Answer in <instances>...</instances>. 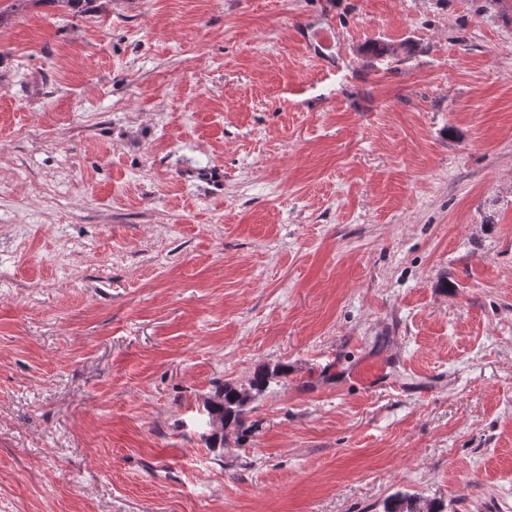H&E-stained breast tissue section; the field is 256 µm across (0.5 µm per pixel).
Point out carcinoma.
Segmentation results:
<instances>
[{
	"mask_svg": "<svg viewBox=\"0 0 512 512\" xmlns=\"http://www.w3.org/2000/svg\"><path fill=\"white\" fill-rule=\"evenodd\" d=\"M288 376V365L262 366L254 371L246 384L226 382L204 403L199 426L207 430L206 443L210 448L224 446L227 435L237 441H246L253 433V425L246 420L251 404L264 395L272 385L283 383ZM384 512H437L434 506L417 497L398 495L384 506Z\"/></svg>",
	"mask_w": 512,
	"mask_h": 512,
	"instance_id": "cac0c4a2",
	"label": "carcinoma"
}]
</instances>
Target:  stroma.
<instances>
[{"instance_id":"obj_1","label":"stroma","mask_w":512,"mask_h":512,"mask_svg":"<svg viewBox=\"0 0 512 512\" xmlns=\"http://www.w3.org/2000/svg\"><path fill=\"white\" fill-rule=\"evenodd\" d=\"M399 493L512 512V0H0V512ZM287 364L273 367L262 366L254 371L246 384L224 383L215 394L204 403L199 426L208 431L206 437L209 448L223 447L227 435L237 441H246L253 433V425L246 417L252 410L251 404L264 395L273 384L287 382Z\"/></svg>"}]
</instances>
